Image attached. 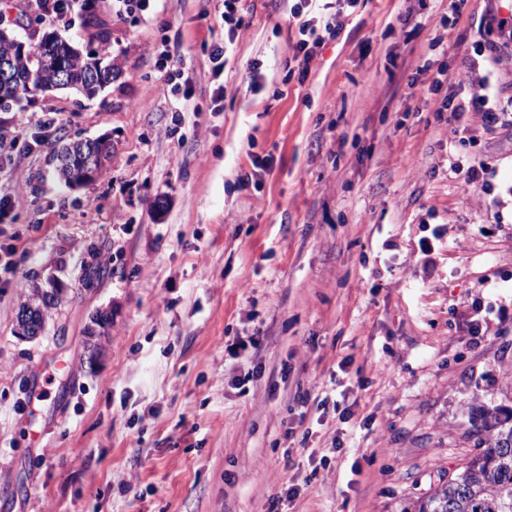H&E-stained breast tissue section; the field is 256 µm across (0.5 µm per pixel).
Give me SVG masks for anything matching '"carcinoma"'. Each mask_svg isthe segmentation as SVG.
<instances>
[{
  "label": "carcinoma",
  "instance_id": "obj_1",
  "mask_svg": "<svg viewBox=\"0 0 512 512\" xmlns=\"http://www.w3.org/2000/svg\"><path fill=\"white\" fill-rule=\"evenodd\" d=\"M13 54L14 70L22 83L0 84V100L34 94L55 78L51 65L56 55L65 56L68 67L66 88L87 98L96 97L102 87L94 73L101 57L84 54L69 41L47 34L23 53L12 51L11 42L0 38V56ZM66 162L55 167L58 179L68 187L82 184L88 172L101 168L109 147L89 146L84 141L64 144ZM60 301V290L32 285L16 315V333L37 336L47 315ZM476 451L455 475L439 477L436 486L418 498L414 512H512V409H482L479 412Z\"/></svg>",
  "mask_w": 512,
  "mask_h": 512
}]
</instances>
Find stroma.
<instances>
[{"label": "stroma", "instance_id": "stroma-1", "mask_svg": "<svg viewBox=\"0 0 512 512\" xmlns=\"http://www.w3.org/2000/svg\"><path fill=\"white\" fill-rule=\"evenodd\" d=\"M293 3L245 0L229 42L220 0H73L39 25L36 0H0L20 41L53 30L123 71L92 100L0 110V244L17 248L0 274V512H401L474 450L473 406L512 408V124L435 115L484 80L489 106L512 98L494 0H463L437 96L421 63L450 0H362L301 81L284 69ZM164 41L188 98L156 64ZM77 138L111 149L72 190L52 154ZM452 147L487 189L449 169ZM256 155L271 168L238 188ZM53 278L42 335L16 336L30 285Z\"/></svg>", "mask_w": 512, "mask_h": 512}]
</instances>
